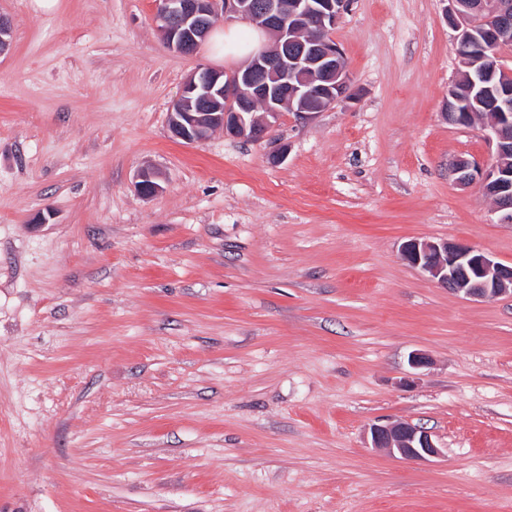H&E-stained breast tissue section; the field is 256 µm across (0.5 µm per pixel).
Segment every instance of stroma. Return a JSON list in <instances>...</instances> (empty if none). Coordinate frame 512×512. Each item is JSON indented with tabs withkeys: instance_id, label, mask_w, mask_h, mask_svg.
<instances>
[{
	"instance_id": "obj_1",
	"label": "stroma",
	"mask_w": 512,
	"mask_h": 512,
	"mask_svg": "<svg viewBox=\"0 0 512 512\" xmlns=\"http://www.w3.org/2000/svg\"><path fill=\"white\" fill-rule=\"evenodd\" d=\"M445 8L352 0L329 36L358 99L185 144L184 80L236 60L168 48L156 0H0V512H512V294L400 256L512 266V224L451 172L495 147L442 115ZM399 421L440 455L371 447ZM401 256L439 285L465 297L483 299L512 293V266L495 262L469 244L410 239L402 245Z\"/></svg>"
}]
</instances>
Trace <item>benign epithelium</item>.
<instances>
[{"label": "benign epithelium", "instance_id": "obj_1", "mask_svg": "<svg viewBox=\"0 0 512 512\" xmlns=\"http://www.w3.org/2000/svg\"><path fill=\"white\" fill-rule=\"evenodd\" d=\"M163 38L183 55L194 54L223 20H246L273 40L250 54L231 72L199 67L184 81L181 96L169 113L172 136L185 143L198 141L215 129L224 135L257 142L264 139L280 113L320 112L356 96L340 48L327 38L303 39L316 28L328 33L350 0H157ZM448 24L457 31L452 51L461 64L480 58L486 66L463 73L448 89L443 116L456 125L473 122L472 113L458 111L463 95L500 68L498 47L512 34V0H449ZM489 127L495 144L493 162L479 167L465 158L452 163L456 181L476 183L490 197L503 224H512V81L495 85ZM138 193L155 196L163 190L159 175L143 170ZM402 259L436 282L468 298L483 299L512 293V266L462 242L410 239L401 247ZM371 447L384 448L405 459L440 455L432 435L411 422L374 424Z\"/></svg>", "mask_w": 512, "mask_h": 512}]
</instances>
